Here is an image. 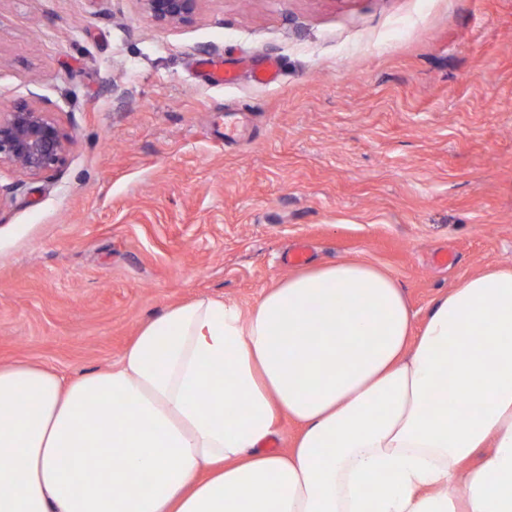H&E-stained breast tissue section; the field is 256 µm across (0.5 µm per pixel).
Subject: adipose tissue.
<instances>
[{"label": "adipose tissue", "mask_w": 512, "mask_h": 512, "mask_svg": "<svg viewBox=\"0 0 512 512\" xmlns=\"http://www.w3.org/2000/svg\"><path fill=\"white\" fill-rule=\"evenodd\" d=\"M414 319L350 259L174 305L103 370L0 362V512H512V267Z\"/></svg>", "instance_id": "ef3b65f1"}]
</instances>
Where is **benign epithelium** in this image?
I'll return each mask as SVG.
<instances>
[{
  "mask_svg": "<svg viewBox=\"0 0 512 512\" xmlns=\"http://www.w3.org/2000/svg\"><path fill=\"white\" fill-rule=\"evenodd\" d=\"M146 13L159 25L193 21L202 0H141ZM68 137L50 112L25 102L0 115V165L13 164L29 176H39L61 165Z\"/></svg>",
  "mask_w": 512,
  "mask_h": 512,
  "instance_id": "1",
  "label": "benign epithelium"
}]
</instances>
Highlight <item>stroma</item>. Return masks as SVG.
<instances>
[{"instance_id": "obj_1", "label": "stroma", "mask_w": 512, "mask_h": 512, "mask_svg": "<svg viewBox=\"0 0 512 512\" xmlns=\"http://www.w3.org/2000/svg\"><path fill=\"white\" fill-rule=\"evenodd\" d=\"M19 100L69 145L0 167L1 362L104 368L171 305L251 307L300 241L384 270L420 322L512 266V0H204L177 27L141 0H0V113ZM200 66L202 68V72L214 85H230L236 81L235 73L225 66L223 58L204 60L201 62Z\"/></svg>"}]
</instances>
